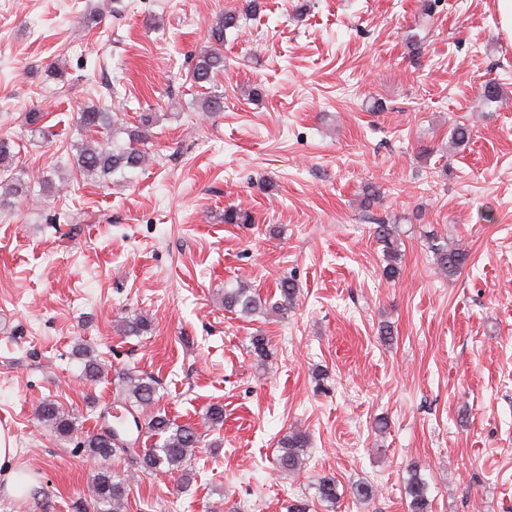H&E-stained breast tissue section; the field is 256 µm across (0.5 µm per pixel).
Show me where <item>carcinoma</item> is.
Instances as JSON below:
<instances>
[{
    "mask_svg": "<svg viewBox=\"0 0 512 512\" xmlns=\"http://www.w3.org/2000/svg\"><path fill=\"white\" fill-rule=\"evenodd\" d=\"M240 14L227 11L210 26L209 39L211 46L197 56L190 78L200 88L210 87V95L203 99L201 108L205 112H221L224 110V94L215 91V83L219 74L224 72V33L228 29L239 27ZM77 123L89 137V140L77 147L73 156V167L86 180H99L114 175L121 177L143 168L146 151L142 146L148 142L153 116L150 112H142L138 123L124 127L128 141L122 145L103 146L91 137L93 133L103 135L117 130L112 112L96 105L88 106L78 113ZM14 140L9 135H0V184L4 192L0 193V208L8 207L14 198H22L30 194L34 179L28 173L16 170L13 152ZM224 223L252 224L253 216L247 210L228 207L224 209ZM378 241L384 246L386 266L383 276L388 280L397 278L401 273V247L395 235V227L380 224L376 228ZM429 249L433 254L438 269L450 275L461 272L467 263L469 254L460 247H450L437 236L428 239ZM279 299L273 303L263 299L259 292L244 286L224 289V310L239 313L243 317L253 315L268 307L275 313L285 315L294 308L297 297L296 284L291 278H283L277 284ZM151 329L150 320L137 315L123 323V331L128 336H139ZM251 352L257 360L263 362L269 355V340L265 336L250 338ZM83 363V376L94 381L101 375L100 363L93 350L88 347L79 348ZM123 395L126 412L133 421H143L144 428L155 441L146 448H139V441L131 442V447L120 448L107 431L88 435L82 442L87 457L97 463L106 462L114 457H127L130 462L139 464L142 473L158 471L165 468L189 475L187 465L193 451L200 443V435L190 424L179 425L171 420L162 410H153L159 402L157 382L145 375L127 372L122 374L119 384ZM39 421L54 429L61 435L71 433L75 417L57 403L45 400L37 407ZM309 437L299 428H294L284 435L278 444L276 464L284 473H296L305 465ZM405 490L410 499L408 512H431V502L427 496V485L420 476L417 465L408 469ZM131 490L130 476L112 472L101 467L93 479L92 512H124L126 501ZM320 501L336 506L340 500L337 492L336 479L324 476L316 486Z\"/></svg>",
    "mask_w": 512,
    "mask_h": 512,
    "instance_id": "carcinoma-1",
    "label": "carcinoma"
}]
</instances>
